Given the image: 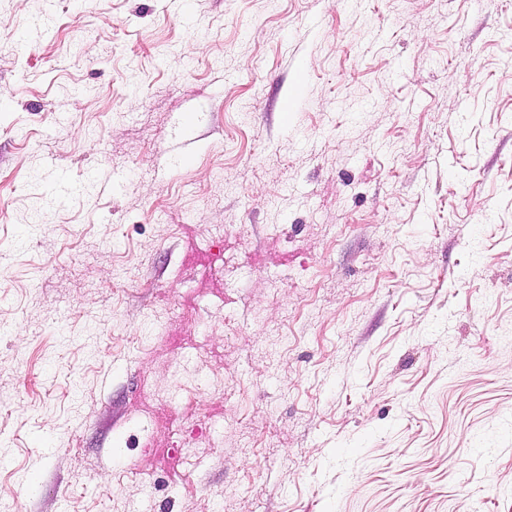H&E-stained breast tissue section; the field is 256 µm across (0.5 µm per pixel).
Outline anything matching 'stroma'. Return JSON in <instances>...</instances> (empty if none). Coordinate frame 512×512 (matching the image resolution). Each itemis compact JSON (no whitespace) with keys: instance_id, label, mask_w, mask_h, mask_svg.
Masks as SVG:
<instances>
[{"instance_id":"1","label":"stroma","mask_w":512,"mask_h":512,"mask_svg":"<svg viewBox=\"0 0 512 512\" xmlns=\"http://www.w3.org/2000/svg\"><path fill=\"white\" fill-rule=\"evenodd\" d=\"M18 507L512 512V0H0Z\"/></svg>"}]
</instances>
